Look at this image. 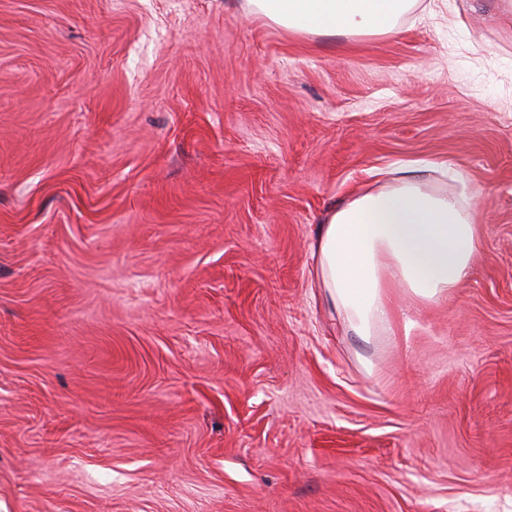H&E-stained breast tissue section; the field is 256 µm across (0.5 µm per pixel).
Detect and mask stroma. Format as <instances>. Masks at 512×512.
<instances>
[{
  "mask_svg": "<svg viewBox=\"0 0 512 512\" xmlns=\"http://www.w3.org/2000/svg\"><path fill=\"white\" fill-rule=\"evenodd\" d=\"M443 163L481 261L356 336L316 225ZM0 512H512V15L0 0ZM252 13L293 33L389 35L416 0H248Z\"/></svg>",
  "mask_w": 512,
  "mask_h": 512,
  "instance_id": "stroma-1",
  "label": "stroma"
}]
</instances>
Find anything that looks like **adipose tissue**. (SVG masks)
I'll return each mask as SVG.
<instances>
[{
	"mask_svg": "<svg viewBox=\"0 0 512 512\" xmlns=\"http://www.w3.org/2000/svg\"><path fill=\"white\" fill-rule=\"evenodd\" d=\"M417 0H248L252 13L293 33L389 35ZM312 285L357 335L394 333L393 291L447 299L481 257L471 205L417 173L349 197L329 211L310 245Z\"/></svg>",
	"mask_w": 512,
	"mask_h": 512,
	"instance_id": "adipose-tissue-1",
	"label": "adipose tissue"
}]
</instances>
